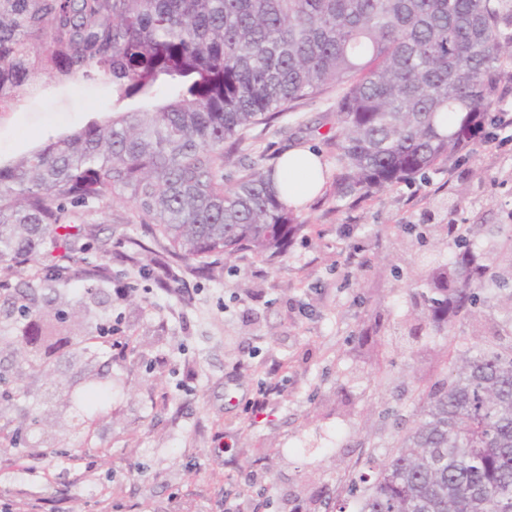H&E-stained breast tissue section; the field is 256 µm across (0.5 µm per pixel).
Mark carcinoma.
Returning <instances> with one entry per match:
<instances>
[{"label": "carcinoma", "instance_id": "obj_1", "mask_svg": "<svg viewBox=\"0 0 512 512\" xmlns=\"http://www.w3.org/2000/svg\"><path fill=\"white\" fill-rule=\"evenodd\" d=\"M111 77L112 118L0 164V266L63 261V281L95 298L104 268L80 224L114 197L185 259L282 253L304 227L253 167L224 186V143L331 85L341 196L407 182L477 142L512 84V0H0V112L49 80ZM141 101L145 109H128ZM499 252L472 249L473 224L432 227L451 257L420 262L421 318L458 326L512 308V224ZM49 275L0 310L12 347L0 403L47 374L14 334L35 325L49 353L106 338L97 325L57 336L39 300L62 298ZM510 342L448 351V374L414 390L415 420L398 450L352 479L356 512H512ZM107 388L71 398L92 409Z\"/></svg>", "mask_w": 512, "mask_h": 512}]
</instances>
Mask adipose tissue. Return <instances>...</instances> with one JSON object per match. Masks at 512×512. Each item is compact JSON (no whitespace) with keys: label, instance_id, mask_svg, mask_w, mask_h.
<instances>
[{"label":"adipose tissue","instance_id":"obj_1","mask_svg":"<svg viewBox=\"0 0 512 512\" xmlns=\"http://www.w3.org/2000/svg\"><path fill=\"white\" fill-rule=\"evenodd\" d=\"M324 165L320 155L310 149H288L280 158L273 184L286 205L300 206L315 197L322 188Z\"/></svg>","mask_w":512,"mask_h":512}]
</instances>
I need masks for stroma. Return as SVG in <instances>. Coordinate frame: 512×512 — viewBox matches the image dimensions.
<instances>
[{
    "label": "stroma",
    "mask_w": 512,
    "mask_h": 512,
    "mask_svg": "<svg viewBox=\"0 0 512 512\" xmlns=\"http://www.w3.org/2000/svg\"><path fill=\"white\" fill-rule=\"evenodd\" d=\"M339 87L294 103L277 122L248 129L224 167L233 184L250 166H276L295 146L325 165L321 194L297 210L305 228L266 261L136 254L141 227L131 203L110 200L93 216L108 267L90 305L111 316L112 347L54 357L52 374L0 405V424L45 416L27 452L0 444V507L9 512H336L369 457L384 460L412 424L411 395L442 377L448 344L493 343L512 313L464 324L455 339H413L414 224H479L488 253L493 227L512 220V148L475 143L441 169L372 196L338 199L329 144ZM112 116L110 83L50 81L0 114V162ZM385 334L372 355L362 329ZM112 396L90 428L77 429L69 395L100 375ZM270 387L251 414L247 401ZM71 449L68 458L56 457Z\"/></svg>",
    "instance_id": "35a3bbf8"
}]
</instances>
